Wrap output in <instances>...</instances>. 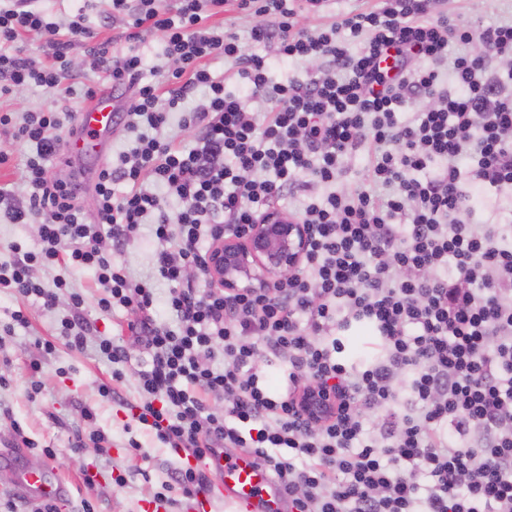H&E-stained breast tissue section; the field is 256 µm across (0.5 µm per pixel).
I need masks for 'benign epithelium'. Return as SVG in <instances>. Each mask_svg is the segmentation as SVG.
Instances as JSON below:
<instances>
[{
  "mask_svg": "<svg viewBox=\"0 0 512 512\" xmlns=\"http://www.w3.org/2000/svg\"><path fill=\"white\" fill-rule=\"evenodd\" d=\"M309 226L277 210H269L254 224L218 237L208 258L210 279L229 290L271 288L283 276L296 271L307 252ZM332 401L316 393L307 395L305 411L326 417Z\"/></svg>",
  "mask_w": 512,
  "mask_h": 512,
  "instance_id": "benign-epithelium-1",
  "label": "benign epithelium"
}]
</instances>
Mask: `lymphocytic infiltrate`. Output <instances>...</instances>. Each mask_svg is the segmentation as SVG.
Masks as SVG:
<instances>
[{
    "mask_svg": "<svg viewBox=\"0 0 512 512\" xmlns=\"http://www.w3.org/2000/svg\"><path fill=\"white\" fill-rule=\"evenodd\" d=\"M324 2L170 0L162 9L110 0L130 46L117 60L104 43L93 53L112 87L130 91L121 122L140 134L98 170L89 213L78 180L48 174L63 145L56 110L26 113L18 125L0 113V128L35 149L26 201L0 185V204L14 224L43 218L35 249L13 244L11 262L0 264V290L46 309L67 297L62 334L81 349L91 324L65 272L92 271L99 310L133 312L127 330L151 358L138 376L136 420L199 461L219 448L252 455L288 512H512V212L481 218L487 195L512 194V88L496 72L512 57V22L477 29L437 0H374L324 27H299L298 16ZM229 4L255 17L248 42L208 24ZM145 27L160 35L151 67L140 49ZM31 32L52 62L24 54L18 41ZM88 34L81 21L52 20L38 0H0V98L33 86L71 94L67 50ZM352 38L361 41L355 53ZM475 41L480 51L469 52ZM256 44L274 45L281 63L323 67L304 81L273 80ZM210 59L231 63L241 93L212 75ZM421 59L449 60L451 84L417 68ZM199 88L204 104L186 108ZM249 99L263 111H248ZM413 105L415 119H402ZM178 111L193 145L163 134ZM361 155L364 177L331 191ZM149 181L166 196L148 191ZM299 193L307 202L291 216L310 227L308 251L277 287L229 291L187 278L190 267L206 272L224 229ZM145 225L158 244L151 281L133 278L118 257ZM45 267L62 270L50 288L36 275ZM158 280L172 328L154 317ZM355 325L377 346L362 364L345 357L340 338ZM262 358L287 365L280 386ZM307 389L334 395L331 417L304 415Z\"/></svg>",
    "mask_w": 512,
    "mask_h": 512,
    "instance_id": "lymphocytic-infiltrate-1",
    "label": "lymphocytic infiltrate"
}]
</instances>
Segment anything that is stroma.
Instances as JSON below:
<instances>
[{
  "mask_svg": "<svg viewBox=\"0 0 512 512\" xmlns=\"http://www.w3.org/2000/svg\"><path fill=\"white\" fill-rule=\"evenodd\" d=\"M105 7L104 0H91L85 24L94 32V42L109 43L118 59L128 48L124 27L105 21ZM448 12L486 26L512 19V0H450ZM91 44L79 39L69 49L75 94L63 96L39 88H24L16 90L13 97L0 100V108L19 112L55 109L64 123L59 133L67 135L65 123L84 105V89L107 84L105 73L93 64ZM69 278L83 292L85 312L94 324L81 351L70 348L59 335L57 313L0 294V326L10 323L12 312L18 309L26 311L30 321L28 328L16 329L0 341V377L7 381L0 388V512H36L39 506L38 501L24 498L16 491L15 465L19 462L31 467H51L69 486V496L56 502L57 512H85L89 507L95 512H185L187 500L175 481L183 466V456L171 452L147 426L132 417L130 407L139 399L137 374L148 369L150 358L137 341L121 330L128 313L122 308L108 313L99 310V290L91 273L73 270ZM101 335L112 337L128 352V361L122 367L125 401L121 404L99 393L100 385L109 382L112 370L95 351ZM45 339L55 346L52 355H44L39 347ZM41 357L46 360L41 375L43 387L33 397L28 393L27 365ZM85 404L96 412L93 422L81 417ZM17 425L32 440V447L16 443L13 428ZM77 429L87 438L84 448L78 451L71 446ZM98 434L109 441V451L103 455L92 441ZM49 448L54 451L50 457L45 454ZM88 469L95 475L90 485L84 475Z\"/></svg>",
  "mask_w": 512,
  "mask_h": 512,
  "instance_id": "stroma-1",
  "label": "stroma"
}]
</instances>
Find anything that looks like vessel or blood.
Instances as JSON below:
<instances>
[{
  "label": "vessel or blood",
  "mask_w": 512,
  "mask_h": 512,
  "mask_svg": "<svg viewBox=\"0 0 512 512\" xmlns=\"http://www.w3.org/2000/svg\"><path fill=\"white\" fill-rule=\"evenodd\" d=\"M118 125L119 114L111 92L97 94L76 114L66 141L65 160L82 163L84 176L92 177L94 165L106 157L105 144L115 136ZM208 465L219 472L224 498L236 512H285L284 496L250 455L218 454L210 458ZM18 483L24 495L37 500H53L65 492L62 482L50 479L41 469L23 472Z\"/></svg>",
  "instance_id": "1"
}]
</instances>
